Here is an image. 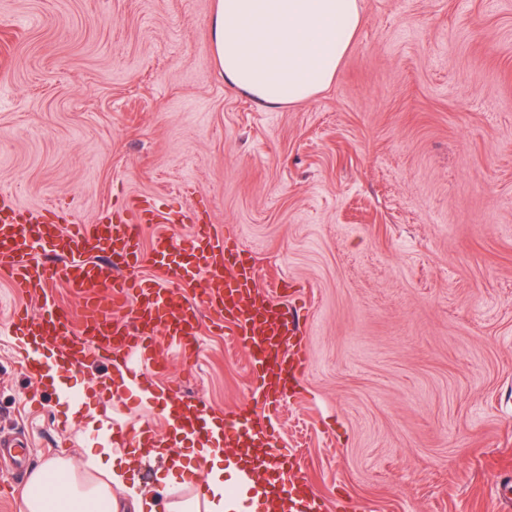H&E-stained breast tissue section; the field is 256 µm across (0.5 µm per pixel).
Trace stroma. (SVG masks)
I'll use <instances>...</instances> for the list:
<instances>
[{"label": "stroma", "instance_id": "stroma-1", "mask_svg": "<svg viewBox=\"0 0 512 512\" xmlns=\"http://www.w3.org/2000/svg\"><path fill=\"white\" fill-rule=\"evenodd\" d=\"M216 0H0V193L90 224L135 199L195 209L298 308L277 402L202 312L198 356L134 358L161 398L273 430L319 512H512V0H360L334 82L267 109L225 83ZM283 278L287 290L273 289ZM0 275V436L21 471L87 465L160 404L76 365L71 413L12 334Z\"/></svg>", "mask_w": 512, "mask_h": 512}]
</instances>
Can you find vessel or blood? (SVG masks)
Listing matches in <instances>:
<instances>
[{"label":"vessel or blood","instance_id":"vessel-or-blood-1","mask_svg":"<svg viewBox=\"0 0 512 512\" xmlns=\"http://www.w3.org/2000/svg\"><path fill=\"white\" fill-rule=\"evenodd\" d=\"M65 210L21 207L12 197L0 194V271L8 272L14 287L26 289L34 297L45 295L53 269L30 257L27 239L50 238L55 252L67 255L64 271L67 287L81 295L78 310L55 308L35 316L15 313L14 333L35 336L57 343L69 356H106L115 368L127 367L119 350L137 351L140 344L164 335L189 351H196L200 328V311L208 309L216 324L232 325L233 333L250 345L255 362L267 365L271 383L284 380L300 355L276 358V351L287 344L296 328L288 319L284 306L272 303L256 285V268L250 253L216 237L209 224L200 222L192 211L182 212L178 221L192 227L190 246H182L162 231L167 218L152 205L127 210L120 207L107 219L81 224L74 230L59 233V225L68 223ZM145 224L158 225L152 261L155 278L128 282L114 274L113 262L131 267L141 256L139 229ZM203 270L206 286L200 300L189 301L171 283L179 276L173 256ZM188 424L193 435L208 437L212 408L199 401L186 406ZM274 435L268 429L242 424L224 430L228 448H262L272 450ZM262 494L277 502L280 512H290L292 495L288 490V470L277 466L267 478Z\"/></svg>","mask_w":512,"mask_h":512}]
</instances>
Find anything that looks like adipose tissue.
<instances>
[{"label": "adipose tissue", "instance_id": "adipose-tissue-1", "mask_svg": "<svg viewBox=\"0 0 512 512\" xmlns=\"http://www.w3.org/2000/svg\"><path fill=\"white\" fill-rule=\"evenodd\" d=\"M363 23L359 0H216L212 16L213 53L225 82L251 95L262 107L278 109L313 99L336 78ZM25 346L38 362L44 380L81 411L82 397L62 379L67 358L40 340ZM193 456L206 464L204 498L167 502V512H233L225 489L241 476L242 454H228L211 440L193 442ZM97 476L55 458L39 466L29 480L21 512H120L114 489L131 499L133 512H155L152 501L137 493V472L144 461L164 460L167 471L155 479L169 484V471L182 461L167 447H137L123 452L121 464L108 463L110 449L100 451Z\"/></svg>", "mask_w": 512, "mask_h": 512}]
</instances>
